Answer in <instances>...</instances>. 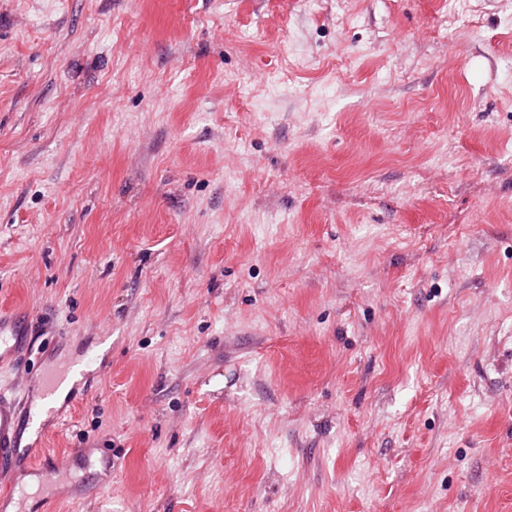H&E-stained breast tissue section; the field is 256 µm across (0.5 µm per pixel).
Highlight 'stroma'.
I'll return each instance as SVG.
<instances>
[{"label":"stroma","mask_w":512,"mask_h":512,"mask_svg":"<svg viewBox=\"0 0 512 512\" xmlns=\"http://www.w3.org/2000/svg\"><path fill=\"white\" fill-rule=\"evenodd\" d=\"M12 310L0 512H512V0H0ZM28 325H22L11 316L0 313V368L26 355L30 345ZM75 377L73 365L54 366L33 374L27 379L28 387L36 386L41 392L44 407L51 414L55 413L52 397L63 387L71 383ZM0 391V477L9 471L21 454L20 424L23 417L31 415L27 399Z\"/></svg>","instance_id":"obj_1"}]
</instances>
